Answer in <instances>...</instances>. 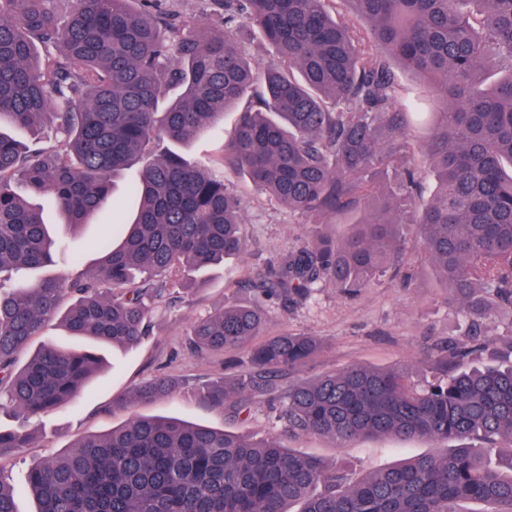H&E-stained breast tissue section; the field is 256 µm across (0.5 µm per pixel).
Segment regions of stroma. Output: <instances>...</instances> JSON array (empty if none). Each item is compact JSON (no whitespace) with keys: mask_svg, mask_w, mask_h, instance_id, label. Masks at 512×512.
I'll return each mask as SVG.
<instances>
[{"mask_svg":"<svg viewBox=\"0 0 512 512\" xmlns=\"http://www.w3.org/2000/svg\"><path fill=\"white\" fill-rule=\"evenodd\" d=\"M240 113L237 107L225 112L216 129L181 147L180 152L191 161L223 174L225 184L240 197L247 239L245 253L226 259L222 267L204 271L203 282L194 291L171 289L152 312L151 335L133 348L104 350L103 370L80 397L62 410L43 416L33 444L0 462L18 490L20 512H33L35 507L25 490L27 472L34 463L68 450L85 435L102 434L121 426L134 412L174 416L255 441L274 437L286 447L316 456L325 464L344 465L355 479L437 451V444L426 439L394 437H361L340 448L327 437L288 435L277 422L276 410L271 405L253 404L245 419L235 420L228 417L223 406L201 399L200 386L234 374V357L204 355L191 348L188 337L192 323L218 306L257 300L258 292L253 286L257 276L274 277L288 253L308 235L333 237L341 231L340 225L322 224L313 216L288 210L273 197L257 192L244 175L223 168L224 148ZM139 170L135 164L118 172L108 204L79 226L69 224L50 198L38 199L53 236L83 257L78 267L56 258L54 263L41 268V275L68 279L96 264L100 257L98 245L111 234L106 222L108 215L117 210L128 219L138 207L137 197L130 195L127 187ZM400 267V274L379 278L353 298L326 285L316 289L302 305L270 304L266 332H306L321 339L322 351L301 372L308 379L363 365L405 368L416 381H425L430 371L422 363L423 352L435 343L459 340L464 314L440 286L434 266L425 258L415 233L406 235ZM162 375L174 376L181 382L172 396L136 406L131 412L113 407L112 401L118 395L129 393L148 378Z\"/></svg>","mask_w":512,"mask_h":512,"instance_id":"35a3bbf8","label":"stroma"}]
</instances>
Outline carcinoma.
Wrapping results in <instances>:
<instances>
[{
    "label": "carcinoma",
    "instance_id": "1",
    "mask_svg": "<svg viewBox=\"0 0 512 512\" xmlns=\"http://www.w3.org/2000/svg\"><path fill=\"white\" fill-rule=\"evenodd\" d=\"M0 0V407L26 424L0 430V458L29 447L31 421L61 409L100 367L91 351L52 344L21 354L58 320L73 336L119 348L150 332L152 306L174 286L246 251L241 200L224 178L160 140L187 144L224 111L247 101L224 151V166L288 208L327 224L361 204L372 214L342 237L305 241L274 281L268 301L306 302L323 284L346 296L368 287L402 254L412 224L468 322L470 343L487 345L484 319L512 313V0H344L365 27L330 11L333 0H211L220 32H204L162 0ZM256 28L274 60L258 71L238 47L240 27ZM418 82L432 127L423 160L435 186L423 203L411 156V113L396 107L395 68ZM174 87L179 98L158 111ZM58 150L37 141L45 126ZM145 160L130 191L140 208L86 275L67 285L29 282L26 271L63 254L41 210L46 194L72 224L96 214L111 176ZM396 175V188L375 179ZM260 302L223 305L191 328L201 353L244 350L241 370L208 384L201 397L240 415L255 400L277 405L294 436L316 434L344 448L359 437L393 435L456 448L352 480L277 439L251 441L185 420L131 416L89 434L73 449L31 466L36 512H512V346L502 363L478 367L459 349L424 353L425 387L408 371L360 365L288 381L323 344L315 336H263ZM178 382L157 376L112 407L167 397ZM479 442L474 447L471 442ZM0 512H18L0 469Z\"/></svg>",
    "mask_w": 512,
    "mask_h": 512
}]
</instances>
